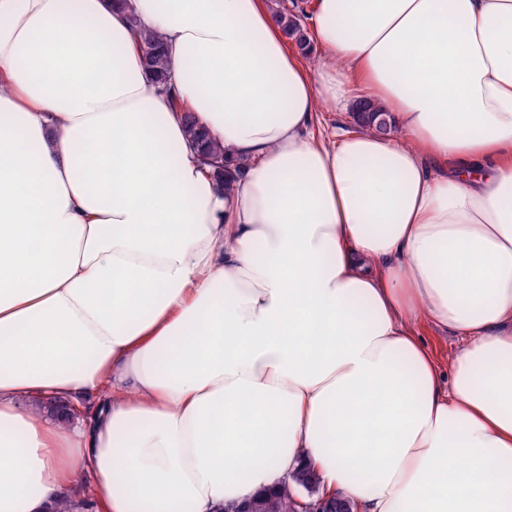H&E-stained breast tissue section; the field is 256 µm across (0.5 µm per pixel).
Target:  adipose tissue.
Wrapping results in <instances>:
<instances>
[{
  "instance_id": "1",
  "label": "adipose tissue",
  "mask_w": 512,
  "mask_h": 512,
  "mask_svg": "<svg viewBox=\"0 0 512 512\" xmlns=\"http://www.w3.org/2000/svg\"><path fill=\"white\" fill-rule=\"evenodd\" d=\"M309 41L268 0H0V512H221L311 461L359 512H512V0H315ZM360 90L394 134L317 131ZM137 36L141 40L145 68L153 75L157 83L165 86L170 78V72L160 36L143 28L137 31ZM175 108L181 111L182 119L186 128L189 144L196 148L202 157L203 168L207 174L215 180L217 185L224 189V186L230 188L234 181V174L224 169V147L199 125L191 111L174 101ZM424 335V343L434 352L442 366H448L449 358L458 348L456 338L450 333L444 334L433 330L425 331Z\"/></svg>"
}]
</instances>
